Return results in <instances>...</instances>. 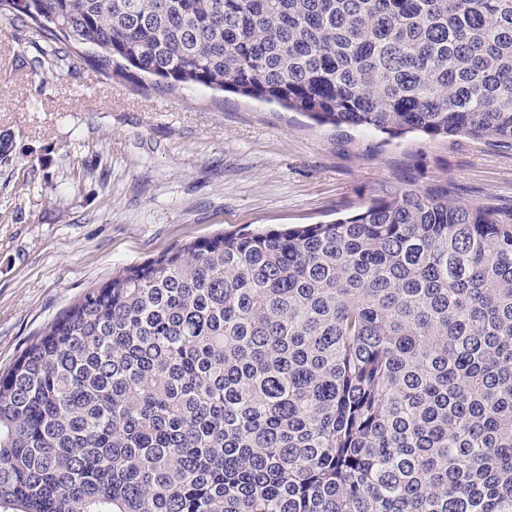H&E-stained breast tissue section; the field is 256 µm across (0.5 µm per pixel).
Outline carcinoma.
Listing matches in <instances>:
<instances>
[{
	"mask_svg": "<svg viewBox=\"0 0 512 512\" xmlns=\"http://www.w3.org/2000/svg\"><path fill=\"white\" fill-rule=\"evenodd\" d=\"M3 13L40 68L88 47L107 78L512 146V0ZM0 512H512V209L404 183L116 271L0 373Z\"/></svg>",
	"mask_w": 512,
	"mask_h": 512,
	"instance_id": "carcinoma-1",
	"label": "carcinoma"
}]
</instances>
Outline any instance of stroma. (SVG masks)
I'll return each mask as SVG.
<instances>
[{"label": "stroma", "mask_w": 512, "mask_h": 512, "mask_svg": "<svg viewBox=\"0 0 512 512\" xmlns=\"http://www.w3.org/2000/svg\"><path fill=\"white\" fill-rule=\"evenodd\" d=\"M0 16V134L37 169L0 166V370L87 288L183 242L242 226L327 223L388 187L404 152L417 184L512 209V148L316 125L297 112L183 85L146 90L74 55L20 56Z\"/></svg>", "instance_id": "stroma-1"}]
</instances>
